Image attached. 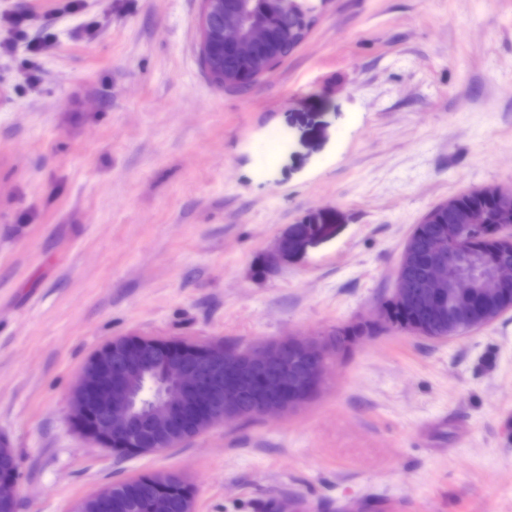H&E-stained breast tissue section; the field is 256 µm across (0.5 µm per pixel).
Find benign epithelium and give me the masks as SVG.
Listing matches in <instances>:
<instances>
[{
    "label": "benign epithelium",
    "mask_w": 512,
    "mask_h": 512,
    "mask_svg": "<svg viewBox=\"0 0 512 512\" xmlns=\"http://www.w3.org/2000/svg\"><path fill=\"white\" fill-rule=\"evenodd\" d=\"M328 0H269L274 11L284 17H300L314 24L319 5ZM224 13L223 24L215 27L210 17ZM245 5L233 11L224 10V0H201L199 52L207 60L205 69L212 73L211 48L219 43L235 48L246 59L256 58V49L267 38L262 22L245 23ZM485 195L502 198V206L494 217L502 244L512 247V193L497 187L482 189ZM485 224L486 214L479 208L463 212L457 224L439 225L437 245L428 261L422 292L409 298L404 270L413 258L412 239L403 248L397 273L396 296L427 309L437 320L448 319V336L460 335L465 325L479 329L498 318L503 311L478 312L466 303L473 288L492 294H508L512 285V267L504 263L482 265L476 277L454 271L464 253L447 256L444 246L460 239V224ZM294 343L310 359L309 371L299 383H288V374L276 369L282 349ZM146 347H167L170 356L159 362L157 374L163 382L161 398L144 409H135L137 387L150 362L142 355ZM115 340L105 341L85 361L71 390V421L76 431L94 445L115 455L150 454L166 451L176 445V435L194 432L199 435L218 422L237 421L235 413L241 369H248L247 379L265 389L254 414L284 415L303 407L322 390L325 367L337 359L335 348L325 337L313 339L285 337L248 349L229 361L224 341L212 339H164L154 336H125L122 357L112 361ZM18 473L0 479V512H16ZM115 486L104 485L82 498L71 512H87L88 504L102 508L112 506Z\"/></svg>",
    "instance_id": "benign-epithelium-1"
}]
</instances>
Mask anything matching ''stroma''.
<instances>
[{"label":"stroma","instance_id":"obj_1","mask_svg":"<svg viewBox=\"0 0 512 512\" xmlns=\"http://www.w3.org/2000/svg\"><path fill=\"white\" fill-rule=\"evenodd\" d=\"M0 0V440L19 512L187 474L195 512H512V309L392 331L285 418L116 458L69 420L122 336L251 346L357 321L436 204L512 189V0H329L243 91L199 61V0ZM303 224L322 235L277 268Z\"/></svg>","mask_w":512,"mask_h":512}]
</instances>
